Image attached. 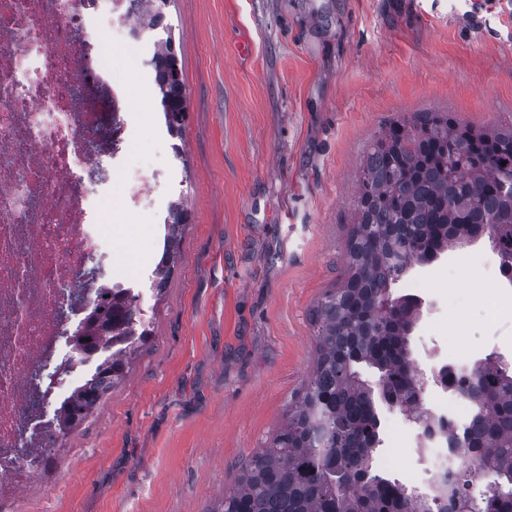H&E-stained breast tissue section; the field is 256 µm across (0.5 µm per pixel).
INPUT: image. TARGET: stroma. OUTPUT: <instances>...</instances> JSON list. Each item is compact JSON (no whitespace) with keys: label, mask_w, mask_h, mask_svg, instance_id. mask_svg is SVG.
<instances>
[{"label":"stroma","mask_w":512,"mask_h":512,"mask_svg":"<svg viewBox=\"0 0 512 512\" xmlns=\"http://www.w3.org/2000/svg\"><path fill=\"white\" fill-rule=\"evenodd\" d=\"M188 121L168 150L152 39L127 68L141 164L160 172L191 220L165 291L147 306L153 341L19 512H211L284 421L314 359L311 312L346 272V240L368 144L390 122L451 112L512 126V0H170ZM120 259L144 270L162 251L143 216L113 210ZM488 240L428 267L444 310L419 320L428 347L476 360L512 350V316L485 323ZM399 414L377 454L412 469Z\"/></svg>","instance_id":"1"}]
</instances>
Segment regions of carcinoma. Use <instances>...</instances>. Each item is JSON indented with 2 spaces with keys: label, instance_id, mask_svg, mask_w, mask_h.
<instances>
[{
  "label": "carcinoma",
  "instance_id": "carcinoma-1",
  "mask_svg": "<svg viewBox=\"0 0 512 512\" xmlns=\"http://www.w3.org/2000/svg\"><path fill=\"white\" fill-rule=\"evenodd\" d=\"M149 32L163 23L165 0H139ZM155 90L168 134L182 138L187 105L171 37L154 44ZM506 165H501V162ZM355 220L346 241V273L314 310L312 371L270 443L255 452L235 487L212 512H448V500L422 504L375 457L390 408L421 424L425 386L413 367L410 339L421 300L397 287L448 248L486 238L512 274V127L477 130L447 112H419L385 127L361 165ZM172 233L157 263V293L178 260L188 215L171 208ZM137 297L95 305L74 346L99 337L139 336L117 357L105 346L108 383L91 378L86 391L57 409L61 435L82 425L121 382L129 357L153 337ZM453 386L472 406L462 425L448 424L456 446L482 472L463 470L457 512H512V362L490 353Z\"/></svg>",
  "mask_w": 512,
  "mask_h": 512
}]
</instances>
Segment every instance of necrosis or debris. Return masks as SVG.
Segmentation results:
<instances>
[{"mask_svg": "<svg viewBox=\"0 0 512 512\" xmlns=\"http://www.w3.org/2000/svg\"><path fill=\"white\" fill-rule=\"evenodd\" d=\"M134 14L132 0H0V512H17L21 489L56 466L55 411L102 361L72 348L89 305L132 288L128 272H94L112 245L113 181L121 211L168 222L154 177L127 164L138 144L112 44L138 59ZM455 417L444 403L417 427L416 447L441 457L407 490L454 485L465 462L446 431Z\"/></svg>", "mask_w": 512, "mask_h": 512, "instance_id": "1", "label": "necrosis or debris"}]
</instances>
